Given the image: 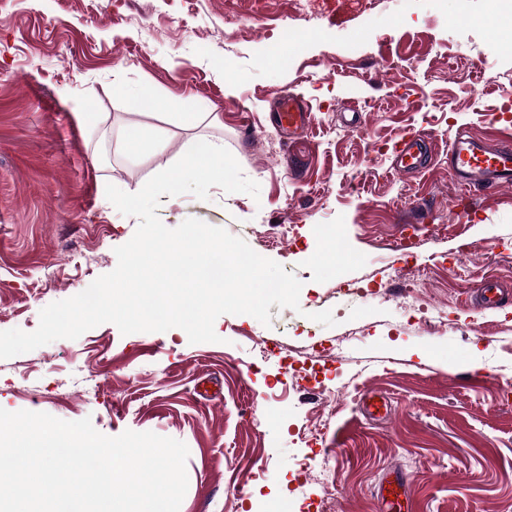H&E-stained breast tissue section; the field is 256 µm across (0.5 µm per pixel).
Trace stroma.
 <instances>
[{
	"label": "stroma",
	"instance_id": "1",
	"mask_svg": "<svg viewBox=\"0 0 512 512\" xmlns=\"http://www.w3.org/2000/svg\"><path fill=\"white\" fill-rule=\"evenodd\" d=\"M304 7L0 0V331H34L115 269L139 220L107 185L138 192L192 138L224 145L260 194H164L161 222L226 229L302 283L270 325L219 316L215 343L104 323L0 359V408L184 442L180 512H321L331 491L336 512H379L391 476L411 512H512V296L484 311L465 295L490 274L512 283V187L472 193L458 222L447 156L460 127L512 137V49L485 42L487 0L465 16L449 0H317L305 40L269 57ZM143 90L154 108L133 105ZM283 91L312 113L295 142L266 121ZM129 125L151 136L136 154ZM418 133L430 168L395 172L393 141ZM402 219L436 227L410 256ZM324 310L335 326L311 320Z\"/></svg>",
	"mask_w": 512,
	"mask_h": 512
}]
</instances>
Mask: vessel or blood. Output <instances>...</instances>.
Instances as JSON below:
<instances>
[{"label": "vessel or blood", "mask_w": 512, "mask_h": 512, "mask_svg": "<svg viewBox=\"0 0 512 512\" xmlns=\"http://www.w3.org/2000/svg\"><path fill=\"white\" fill-rule=\"evenodd\" d=\"M272 110L280 131L309 130L310 108L300 97L288 92L280 93L272 101ZM395 153L396 171H419L427 166V148L422 138H401ZM448 169L470 191L511 187L512 140L502 139L493 145L488 137L459 129L448 140Z\"/></svg>", "instance_id": "b4317fda"}]
</instances>
